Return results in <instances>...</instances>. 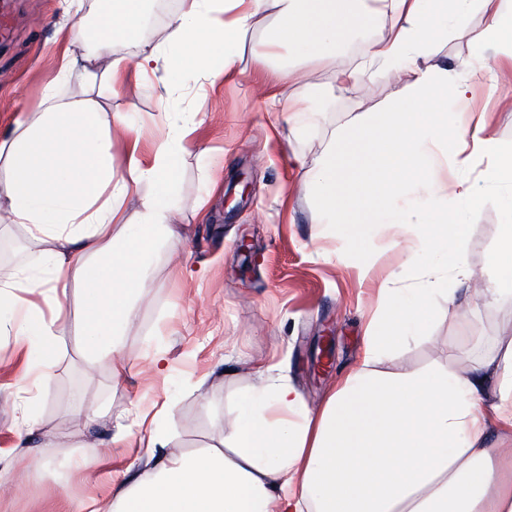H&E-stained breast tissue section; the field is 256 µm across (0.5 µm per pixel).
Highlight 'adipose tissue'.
I'll return each instance as SVG.
<instances>
[{
	"instance_id": "ef3b65f1",
	"label": "adipose tissue",
	"mask_w": 512,
	"mask_h": 512,
	"mask_svg": "<svg viewBox=\"0 0 512 512\" xmlns=\"http://www.w3.org/2000/svg\"><path fill=\"white\" fill-rule=\"evenodd\" d=\"M143 0H107L96 24L77 26L90 51L66 63L45 88L37 111L17 118L0 136V221L24 226L43 242L38 267L0 274V335L19 345L40 339V352L13 384L16 422L40 425L36 400L54 380L52 350L61 289L79 298L81 353L103 366L113 383L131 369L118 349L137 315L146 283L144 263L154 249L176 240L170 195L177 182L193 112H171L155 140L150 165L129 157L125 174L112 169V128L128 129L124 113L107 114L88 98L68 97L61 85L110 57L117 39L136 35ZM274 12L270 58L280 49L334 62L359 28L375 32L363 58L336 67L333 81L352 88L377 72L408 71L404 90L377 112L354 117L323 149L308 186L324 220L342 225L345 254L367 277L374 262L366 245L375 225H404L415 239L406 268L414 285L383 286L367 326L363 357L310 409L285 378L259 372L222 439L195 453L168 449L162 425L146 427L141 406L128 426L145 427L140 440L162 448L160 459L113 485L106 500L88 499L81 512H512V341L487 354L466 375L443 363L400 372L381 362L407 351L431 312L429 299L456 303L470 271L460 250L467 217L478 198L465 179L444 182L439 172L460 156L467 139L491 162L490 176L512 189V148H504L486 119L472 133L448 129V102L468 98V73L512 68V9L503 0H181L162 43L143 42L136 73H170L186 61L206 78L235 69L245 36ZM482 26L470 25L473 14ZM466 36L463 70L436 59L434 46L449 34ZM276 102L287 121L303 126L311 101L291 94L296 69L278 68ZM138 221L114 218L135 186ZM415 192L409 211L394 203ZM493 256L496 280L484 299L512 300V201ZM454 252L452 280L439 277L430 254ZM53 318H46L45 310Z\"/></svg>"
}]
</instances>
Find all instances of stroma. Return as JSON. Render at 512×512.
Masks as SVG:
<instances>
[{"instance_id": "1", "label": "stroma", "mask_w": 512, "mask_h": 512, "mask_svg": "<svg viewBox=\"0 0 512 512\" xmlns=\"http://www.w3.org/2000/svg\"><path fill=\"white\" fill-rule=\"evenodd\" d=\"M102 8L101 0H0V135L21 113L37 109L65 57L84 54L72 29L93 23ZM273 27V16L260 20L235 70L213 84L190 67L172 75L164 95L153 88L152 77L125 70L114 79L102 62L92 79L76 75L64 86V93L92 98L104 111L127 113L130 130L112 132L119 175L129 152L150 161L151 141L166 112H196L202 122L187 137L172 197L181 242L150 255L138 317L122 344L131 373L116 384L106 370L87 372L78 350L75 300L66 298L68 316L53 354L55 379L37 402L40 445L25 449L27 462L9 477L13 491L0 496V512H56L62 502L79 512L88 497L111 495L113 479L151 454L137 437L113 440L119 418L135 402L147 407L171 400L170 446L186 452L223 435L239 396L256 381V367L280 365L307 405L319 407L363 355L366 315L379 280L390 275L405 284L406 252L390 242L386 226L374 229L373 280H360L353 266L337 261L342 227L321 223L305 182L333 131L356 114L377 111L404 89L408 74H381L348 90L333 85V63L353 61L370 36L366 29L335 62L298 57L297 92L315 99L324 90L333 103L294 130L269 105L278 83L274 63L261 56ZM470 80L473 98L449 102L450 119L465 124L487 112L496 137L512 146V71L499 74L496 96L488 92L487 74ZM485 170L481 163L467 174L480 196L463 245L475 288L488 287L496 274L492 256L505 222L502 195L485 182ZM245 241L246 254L240 250ZM41 250L25 228L0 223V269L37 266ZM424 333L388 369L426 366L442 358L441 344L450 341L462 350L452 367L464 374L512 339V304L474 296L460 307L437 294ZM159 352L166 359L160 373L151 366ZM21 357L13 340H0V454L6 456L14 455L17 443L10 386ZM96 407L101 423L85 430ZM75 453L88 460L86 472L71 470Z\"/></svg>"}]
</instances>
